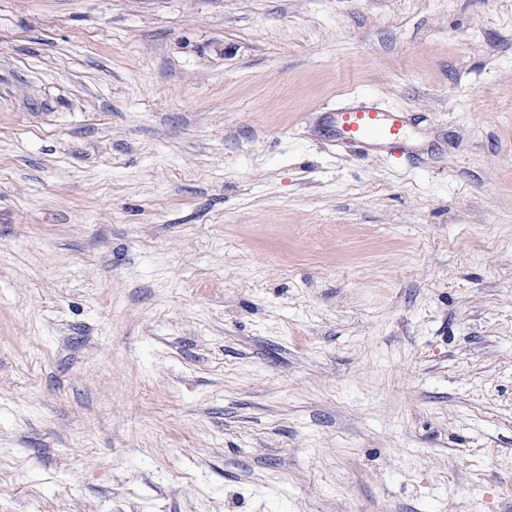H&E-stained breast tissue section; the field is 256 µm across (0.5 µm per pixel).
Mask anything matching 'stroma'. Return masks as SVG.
<instances>
[{
	"label": "stroma",
	"instance_id": "35a3bbf8",
	"mask_svg": "<svg viewBox=\"0 0 512 512\" xmlns=\"http://www.w3.org/2000/svg\"><path fill=\"white\" fill-rule=\"evenodd\" d=\"M0 512H512V0H0ZM336 128L345 142L396 148L406 143L407 116L375 105L343 107L336 109Z\"/></svg>",
	"mask_w": 512,
	"mask_h": 512
}]
</instances>
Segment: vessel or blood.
<instances>
[{
	"instance_id": "b4317fda",
	"label": "vessel or blood",
	"mask_w": 512,
	"mask_h": 512,
	"mask_svg": "<svg viewBox=\"0 0 512 512\" xmlns=\"http://www.w3.org/2000/svg\"><path fill=\"white\" fill-rule=\"evenodd\" d=\"M336 128L341 140L370 147H399L406 142L407 117L374 105L337 109Z\"/></svg>"
}]
</instances>
